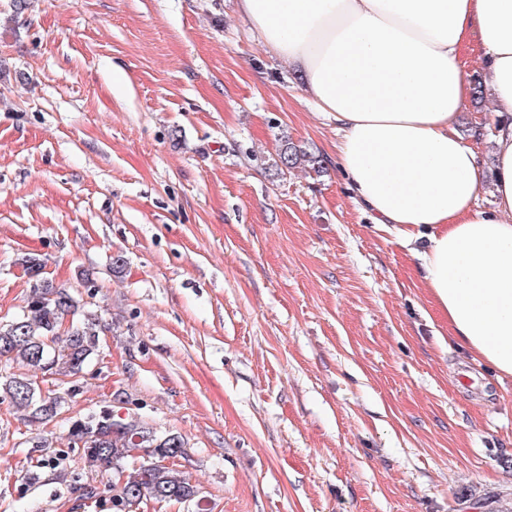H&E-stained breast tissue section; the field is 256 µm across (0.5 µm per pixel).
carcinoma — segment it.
Wrapping results in <instances>:
<instances>
[{
  "instance_id": "1",
  "label": "carcinoma",
  "mask_w": 512,
  "mask_h": 512,
  "mask_svg": "<svg viewBox=\"0 0 512 512\" xmlns=\"http://www.w3.org/2000/svg\"><path fill=\"white\" fill-rule=\"evenodd\" d=\"M275 166L282 172L300 166L316 173L322 169L317 156L287 139ZM77 311L78 303L68 290L45 283L33 286L23 314L0 324V357L35 371L79 374L97 347L100 323L96 315L86 314L83 321L63 328L65 317ZM3 390L31 422L51 420L62 404L60 396H37L31 378L23 374L8 377ZM68 435L73 444L81 445L91 466L122 479L115 494L120 507L133 508L148 499L188 501L197 495L196 486L165 463L183 454V442L176 436L159 435L141 420L122 419L108 411L73 421ZM138 448L147 449L148 459L127 473L122 462Z\"/></svg>"
}]
</instances>
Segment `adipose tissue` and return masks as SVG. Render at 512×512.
<instances>
[{
  "label": "adipose tissue",
  "mask_w": 512,
  "mask_h": 512,
  "mask_svg": "<svg viewBox=\"0 0 512 512\" xmlns=\"http://www.w3.org/2000/svg\"><path fill=\"white\" fill-rule=\"evenodd\" d=\"M268 52L302 78L340 138L353 200L404 245L448 331L512 378V123L492 170L457 133L473 48L490 105L512 114V0H239ZM491 182L495 208L477 198Z\"/></svg>",
  "instance_id": "ef3b65f1"
}]
</instances>
